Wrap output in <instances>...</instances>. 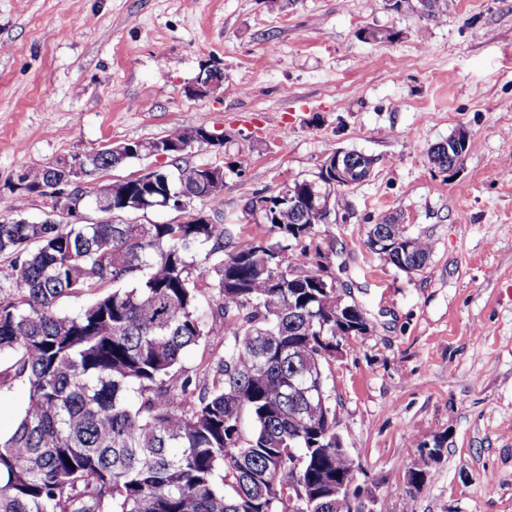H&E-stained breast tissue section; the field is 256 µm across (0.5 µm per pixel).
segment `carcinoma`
Here are the masks:
<instances>
[{"label":"carcinoma","instance_id":"1","mask_svg":"<svg viewBox=\"0 0 512 512\" xmlns=\"http://www.w3.org/2000/svg\"><path fill=\"white\" fill-rule=\"evenodd\" d=\"M34 187L66 170L25 168ZM87 200L121 197L94 177ZM141 189L147 210L185 191L214 204L201 166L157 170ZM275 243L238 245L235 224H18L0 221V353L28 398L0 436V512H288V486L322 491L353 476L336 451V404L318 387L336 322H322L318 271L273 266L323 215L297 224L262 211ZM208 246L202 260L199 249ZM91 300L76 313L63 304ZM224 352L189 375L182 367L212 322ZM304 456L288 466V449ZM346 496L310 512H340Z\"/></svg>","mask_w":512,"mask_h":512}]
</instances>
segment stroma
<instances>
[{
    "mask_svg": "<svg viewBox=\"0 0 512 512\" xmlns=\"http://www.w3.org/2000/svg\"><path fill=\"white\" fill-rule=\"evenodd\" d=\"M207 66L223 84L187 96ZM187 127L222 143L102 178L223 168L242 245L279 239L254 196L316 178L334 150L374 158L335 223L287 252L370 323L327 372L337 430L377 512H512V0H448L437 21L388 0H0V221L53 208L18 189L23 168ZM461 130L463 165L434 168L432 147ZM391 217L432 242L422 269L368 248ZM26 395L1 358V435Z\"/></svg>",
    "mask_w": 512,
    "mask_h": 512,
    "instance_id": "1",
    "label": "stroma"
}]
</instances>
